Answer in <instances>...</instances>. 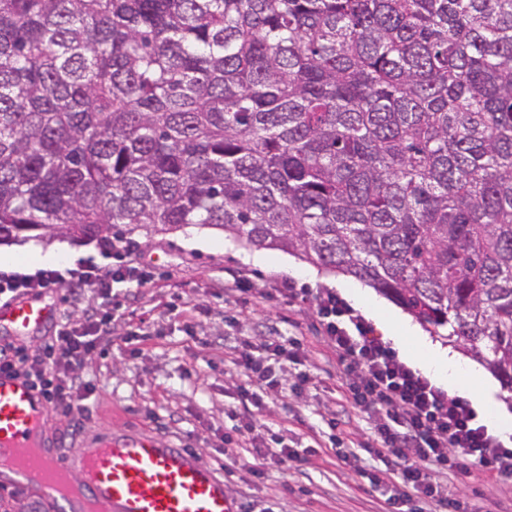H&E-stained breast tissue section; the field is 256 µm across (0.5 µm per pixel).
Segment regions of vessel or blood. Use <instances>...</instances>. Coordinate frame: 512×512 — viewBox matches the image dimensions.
Returning a JSON list of instances; mask_svg holds the SVG:
<instances>
[{
    "label": "vessel or blood",
    "mask_w": 512,
    "mask_h": 512,
    "mask_svg": "<svg viewBox=\"0 0 512 512\" xmlns=\"http://www.w3.org/2000/svg\"><path fill=\"white\" fill-rule=\"evenodd\" d=\"M58 307L32 298L0 306V328L23 335L49 326ZM48 400L23 377L0 371V457L30 447L40 440ZM50 442L46 457L28 459L41 469L45 483L32 487L24 472L4 483L6 489H36L41 499L54 503L56 512H70L55 491L58 474L83 487L99 512H237L224 480L182 448L159 444L151 432L110 434L92 438L74 454L64 456Z\"/></svg>",
    "instance_id": "obj_1"
}]
</instances>
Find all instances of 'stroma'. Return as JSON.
Instances as JSON below:
<instances>
[{
	"instance_id": "35a3bbf8",
	"label": "stroma",
	"mask_w": 512,
	"mask_h": 512,
	"mask_svg": "<svg viewBox=\"0 0 512 512\" xmlns=\"http://www.w3.org/2000/svg\"><path fill=\"white\" fill-rule=\"evenodd\" d=\"M137 260L145 277L138 293L126 284L112 286V304L102 307L116 330L111 346L87 360L94 389L81 425L53 412L46 429L76 452L90 435L150 431L163 444L186 448L224 477L239 512H379L384 489L345 466L346 453L367 455L375 440L371 423L358 412L351 380L327 346L309 306L280 296V279L299 288H332L339 276L310 269L308 262L279 251L256 249L234 235L204 225L152 235L134 234ZM18 271H28L31 253L55 254V266H111L99 242L55 236L14 244ZM246 279L248 292L227 294L226 283ZM263 333L297 338L304 353L273 365L281 388L263 396L254 414L240 381L224 356L231 336L250 340ZM311 382L292 388L300 375ZM257 419L258 444L288 446L305 457L304 465L270 468L264 477L251 471V455L225 436L236 434L249 417ZM461 493L477 512H512V486L474 474L458 477Z\"/></svg>"
}]
</instances>
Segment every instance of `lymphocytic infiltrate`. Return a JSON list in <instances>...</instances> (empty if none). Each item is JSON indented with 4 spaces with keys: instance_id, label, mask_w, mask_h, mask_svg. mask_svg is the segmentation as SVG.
<instances>
[{
    "instance_id": "lymphocytic-infiltrate-1",
    "label": "lymphocytic infiltrate",
    "mask_w": 512,
    "mask_h": 512,
    "mask_svg": "<svg viewBox=\"0 0 512 512\" xmlns=\"http://www.w3.org/2000/svg\"><path fill=\"white\" fill-rule=\"evenodd\" d=\"M107 248L118 260L109 269L82 266L63 271L41 269L32 274L0 271V302L4 304L61 287L89 300L79 321L62 316L52 335L40 338L35 353L10 343L0 346V368L28 379L74 422L84 416L85 400L93 389L91 380L77 368L92 351L112 342L109 322L98 316L99 306L111 303L113 283H125L132 291L144 284L138 264L131 259L132 244L119 240L108 243ZM280 292L289 300L313 307L328 346L345 375L354 380L351 391L356 407L375 423L377 439L372 453L383 465L365 470L364 475L371 486L389 487L383 512H472L452 481L465 469L512 485V448L478 423L470 403L449 396L402 362L388 343L370 337L362 316L332 289L312 292L285 280ZM257 345L266 351V358L255 356ZM224 349L241 378L243 395L256 403L262 393L279 385L265 359H295L303 352L297 339L285 336H264L256 344L228 337ZM432 463L447 467L449 481L433 477L428 469Z\"/></svg>"
}]
</instances>
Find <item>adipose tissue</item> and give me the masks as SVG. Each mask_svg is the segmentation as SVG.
<instances>
[{"label":"adipose tissue","mask_w":512,"mask_h":512,"mask_svg":"<svg viewBox=\"0 0 512 512\" xmlns=\"http://www.w3.org/2000/svg\"><path fill=\"white\" fill-rule=\"evenodd\" d=\"M347 295L354 303L369 306L375 316H387L394 342H401L406 337L413 338L417 346L413 360L423 372L454 391L468 393L465 378L474 374V367L462 361L450 349L432 342L401 314L388 312L382 300L369 296L366 291L359 288L348 289Z\"/></svg>","instance_id":"1"}]
</instances>
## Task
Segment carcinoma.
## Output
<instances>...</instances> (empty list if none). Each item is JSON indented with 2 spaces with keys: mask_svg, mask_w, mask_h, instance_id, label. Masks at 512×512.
Returning a JSON list of instances; mask_svg holds the SVG:
<instances>
[{
  "mask_svg": "<svg viewBox=\"0 0 512 512\" xmlns=\"http://www.w3.org/2000/svg\"><path fill=\"white\" fill-rule=\"evenodd\" d=\"M189 224L512 391V0H0V244Z\"/></svg>",
  "mask_w": 512,
  "mask_h": 512,
  "instance_id": "carcinoma-1",
  "label": "carcinoma"
}]
</instances>
